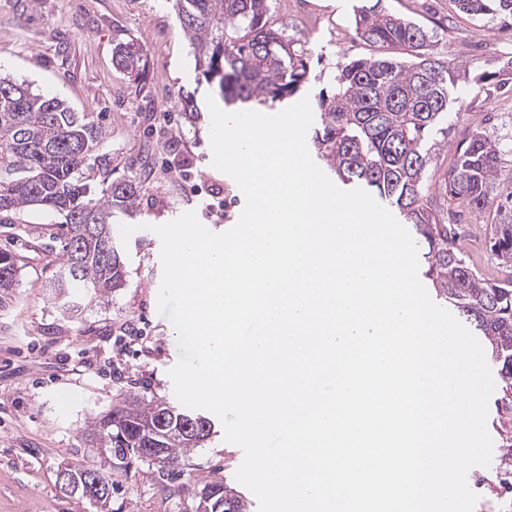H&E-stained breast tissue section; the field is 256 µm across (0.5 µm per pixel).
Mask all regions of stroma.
Wrapping results in <instances>:
<instances>
[{
	"instance_id": "35a3bbf8",
	"label": "stroma",
	"mask_w": 512,
	"mask_h": 512,
	"mask_svg": "<svg viewBox=\"0 0 512 512\" xmlns=\"http://www.w3.org/2000/svg\"><path fill=\"white\" fill-rule=\"evenodd\" d=\"M359 0H269L276 27L310 55V79L287 104L331 91L337 66L374 55L355 40L336 42L350 26ZM391 13L434 32L431 51L462 61L445 132L435 133L433 186H440L458 143L475 128L512 136V100L473 98L474 77L492 75L512 56V32L457 11L452 0H382ZM143 49L144 76L115 62L117 44ZM0 73L92 114L106 131L87 172L93 193L113 180L138 175L143 190L125 251L126 282L104 300L63 312L48 286L60 265L66 227L59 215L32 211L0 217V252L18 259L19 275L0 297V512H98L95 505L60 491L61 465L109 470L88 437L101 412L129 395L176 403L170 369L179 358L176 331L159 314L161 240L156 225L187 211L211 232L238 221L245 198L236 182L212 165L209 84L180 28L174 0H0ZM496 382L488 402L492 463L467 475L477 494L474 512H512V395ZM242 449L214 436L185 459L180 495H170L153 468L133 462L118 474L112 512H196L204 484L223 482L246 512H258L255 495L235 472Z\"/></svg>"
}]
</instances>
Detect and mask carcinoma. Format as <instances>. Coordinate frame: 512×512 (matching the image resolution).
<instances>
[{
  "instance_id": "obj_1",
  "label": "carcinoma",
  "mask_w": 512,
  "mask_h": 512,
  "mask_svg": "<svg viewBox=\"0 0 512 512\" xmlns=\"http://www.w3.org/2000/svg\"><path fill=\"white\" fill-rule=\"evenodd\" d=\"M375 3L354 8V38L398 56L351 59L338 67L334 91L319 97L322 129L318 153L344 183H363L397 208L412 224L425 249L426 276L436 295L457 308L484 336L487 354L512 379V138L490 137L475 129L462 141L441 190L449 208L429 193L432 135L448 118L458 61H442L430 50L432 36L419 23ZM467 15L489 17L512 29V0H453ZM179 24L189 38L202 76L222 96L239 100H280L308 80L304 50L275 27L268 0H175ZM116 62L135 76L145 63L132 42L118 46ZM477 93L512 88V60L502 78L475 81ZM105 138L103 127L63 100L34 93L28 84L0 77V214L51 209L67 226V242L53 288L65 299L79 288L94 299L124 284L125 263L112 236L116 214L133 215L141 180H115L96 198L85 181L86 160ZM464 200L471 211L493 213L490 249L502 276L488 278L457 246V212ZM15 256L0 252V290L14 287ZM204 420L207 434L197 441L166 439L160 421L178 427ZM216 434L209 417L164 401L124 400L92 421L89 435L113 455L112 465L136 458V449L162 443L167 479L194 448Z\"/></svg>"
}]
</instances>
